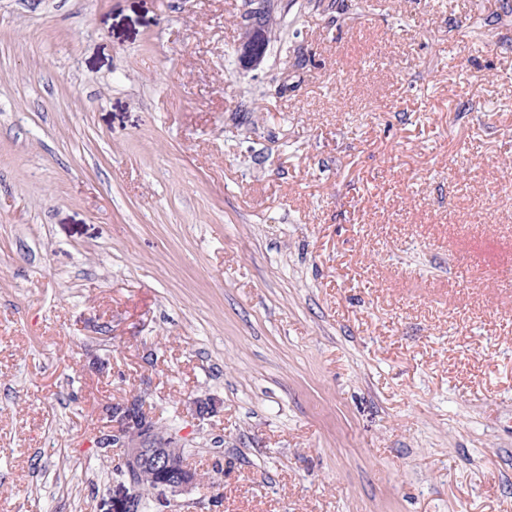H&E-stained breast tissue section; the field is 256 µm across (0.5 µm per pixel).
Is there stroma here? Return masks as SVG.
Here are the masks:
<instances>
[{"instance_id":"35a3bbf8","label":"stroma","mask_w":512,"mask_h":512,"mask_svg":"<svg viewBox=\"0 0 512 512\" xmlns=\"http://www.w3.org/2000/svg\"><path fill=\"white\" fill-rule=\"evenodd\" d=\"M136 396L153 512H512V0H0V512ZM260 14L257 12L249 13V21L246 29V33L244 36V40L242 41L240 47V55L239 58L243 62L246 61H257L262 58V53L260 50V45L262 43V31L260 30L261 24L263 28L267 25L268 19L265 15L262 16L260 24ZM140 404L143 405L142 399L135 397L112 406L108 416L112 425L98 435L96 447L102 448L108 440L114 448H123L121 464L129 473L128 482L133 488V475L146 470L153 473L155 489L161 495L192 489L196 477L186 465L184 448L178 445L175 437L165 434L144 405L137 415L130 411Z\"/></svg>"}]
</instances>
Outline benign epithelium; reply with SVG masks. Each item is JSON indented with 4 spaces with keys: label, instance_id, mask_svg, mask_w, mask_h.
<instances>
[{
    "label": "benign epithelium",
    "instance_id": "7a95c632",
    "mask_svg": "<svg viewBox=\"0 0 512 512\" xmlns=\"http://www.w3.org/2000/svg\"><path fill=\"white\" fill-rule=\"evenodd\" d=\"M261 43L260 14L251 12L240 47V60L257 61L262 58ZM140 404L142 399L135 397L113 406L109 414L111 426L98 435L96 447H103L108 440L113 447L123 449L121 464L129 473L128 482L132 487L135 486L134 475L146 470L153 473L155 489L162 494L174 495L192 489L196 477L186 465L184 449L175 437L165 434L147 410L138 414L131 412Z\"/></svg>",
    "mask_w": 512,
    "mask_h": 512
}]
</instances>
